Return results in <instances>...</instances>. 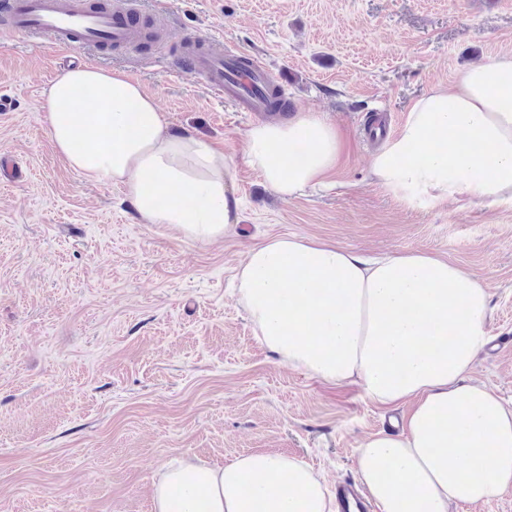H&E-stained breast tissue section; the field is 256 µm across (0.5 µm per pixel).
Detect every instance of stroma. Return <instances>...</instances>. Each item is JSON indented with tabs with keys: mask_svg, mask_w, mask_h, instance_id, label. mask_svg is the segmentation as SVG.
Segmentation results:
<instances>
[{
	"mask_svg": "<svg viewBox=\"0 0 512 512\" xmlns=\"http://www.w3.org/2000/svg\"><path fill=\"white\" fill-rule=\"evenodd\" d=\"M170 39L223 37L283 80L289 116L325 115L345 141L324 186L282 200L245 161L255 117L177 71L165 48L91 49L154 97L168 128L232 162L236 231L202 243L143 223L121 187L85 181L59 156L43 95L62 52L0 36V512H151L158 469L277 451L327 486L358 479V448L388 410L354 384L279 362L233 292L247 250L308 236L366 257L430 252L490 292L471 374L512 403V200L404 202L372 177L381 141L424 93L512 55V0H141Z\"/></svg>",
	"mask_w": 512,
	"mask_h": 512,
	"instance_id": "obj_1",
	"label": "stroma"
}]
</instances>
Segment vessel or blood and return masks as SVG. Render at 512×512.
<instances>
[{
  "mask_svg": "<svg viewBox=\"0 0 512 512\" xmlns=\"http://www.w3.org/2000/svg\"><path fill=\"white\" fill-rule=\"evenodd\" d=\"M140 11L138 0H113L99 8L89 0H0V17L9 35L48 41L71 54L88 48H131L142 40L141 28L131 26L130 17ZM179 66L201 77L218 98L234 103L240 111L270 113V89L275 77L257 57L228 52L215 37L200 39ZM339 512H371L364 490L351 482L336 486Z\"/></svg>",
  "mask_w": 512,
  "mask_h": 512,
  "instance_id": "b4317fda",
  "label": "vessel or blood"
}]
</instances>
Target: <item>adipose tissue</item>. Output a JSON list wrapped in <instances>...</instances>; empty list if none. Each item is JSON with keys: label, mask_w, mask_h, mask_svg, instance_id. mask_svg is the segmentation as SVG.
I'll return each mask as SVG.
<instances>
[{"label": "adipose tissue", "mask_w": 512, "mask_h": 512, "mask_svg": "<svg viewBox=\"0 0 512 512\" xmlns=\"http://www.w3.org/2000/svg\"><path fill=\"white\" fill-rule=\"evenodd\" d=\"M92 96L94 108L75 106ZM47 133L90 183L118 185L147 224L213 242L239 222L234 172L197 135L167 131L155 99L118 71L59 72ZM322 114L263 122L245 158L282 198L323 184L338 161ZM375 180L408 202L512 196V55L477 63L422 95L372 156ZM238 301L278 360L331 385L355 384L383 407L410 403L398 431L369 435L358 469L381 512H449L512 484V408L469 383L487 345L490 294L461 266L414 251L367 260L334 243L282 235L256 244ZM152 512H335L321 476L276 451L222 466L177 460L158 472Z\"/></svg>", "instance_id": "ef3b65f1"}]
</instances>
